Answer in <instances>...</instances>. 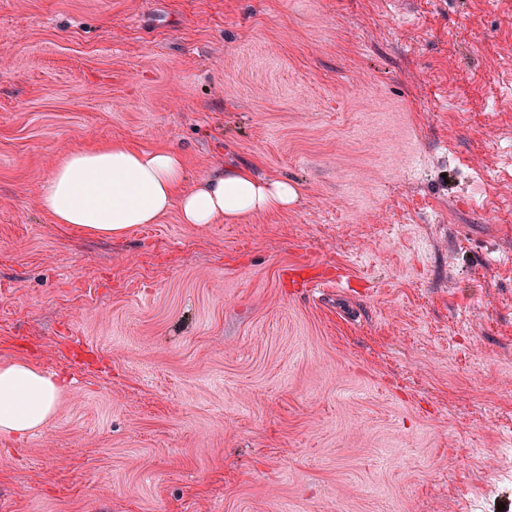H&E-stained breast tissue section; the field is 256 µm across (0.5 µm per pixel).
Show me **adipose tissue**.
<instances>
[{
	"label": "adipose tissue",
	"instance_id": "adipose-tissue-1",
	"mask_svg": "<svg viewBox=\"0 0 512 512\" xmlns=\"http://www.w3.org/2000/svg\"><path fill=\"white\" fill-rule=\"evenodd\" d=\"M297 198L288 179H260L244 168L217 171L190 187L177 148L142 151L120 141L71 153L39 192L56 223L107 238L158 223L173 209L183 223L213 224L284 210ZM59 389V380L27 362L0 364V433L22 437L42 428Z\"/></svg>",
	"mask_w": 512,
	"mask_h": 512
}]
</instances>
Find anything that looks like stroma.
<instances>
[{
	"mask_svg": "<svg viewBox=\"0 0 512 512\" xmlns=\"http://www.w3.org/2000/svg\"><path fill=\"white\" fill-rule=\"evenodd\" d=\"M510 135L512 0H0V363L61 381L0 512H512ZM115 141L299 198L56 223Z\"/></svg>",
	"mask_w": 512,
	"mask_h": 512,
	"instance_id": "stroma-1",
	"label": "stroma"
}]
</instances>
